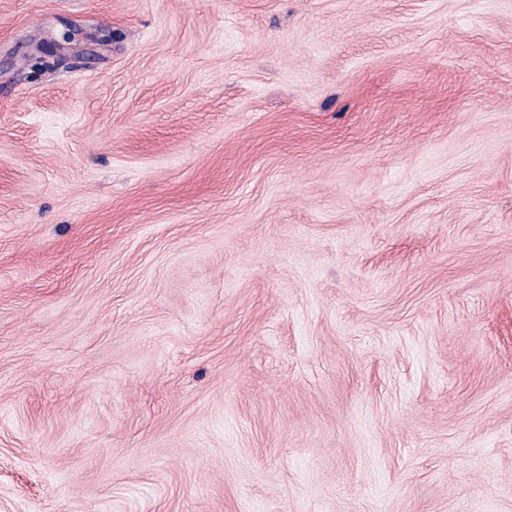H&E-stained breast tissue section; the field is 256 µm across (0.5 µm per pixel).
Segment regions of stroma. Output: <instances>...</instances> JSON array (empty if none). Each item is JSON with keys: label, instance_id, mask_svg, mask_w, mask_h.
<instances>
[{"label": "stroma", "instance_id": "obj_1", "mask_svg": "<svg viewBox=\"0 0 512 512\" xmlns=\"http://www.w3.org/2000/svg\"><path fill=\"white\" fill-rule=\"evenodd\" d=\"M0 512H512V0H0Z\"/></svg>", "mask_w": 512, "mask_h": 512}]
</instances>
